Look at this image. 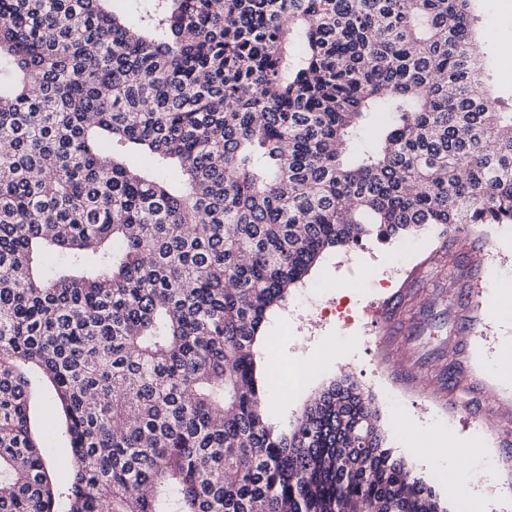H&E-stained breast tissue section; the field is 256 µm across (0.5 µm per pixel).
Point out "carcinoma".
I'll use <instances>...</instances> for the list:
<instances>
[{
	"label": "carcinoma",
	"mask_w": 512,
	"mask_h": 512,
	"mask_svg": "<svg viewBox=\"0 0 512 512\" xmlns=\"http://www.w3.org/2000/svg\"><path fill=\"white\" fill-rule=\"evenodd\" d=\"M107 2L0 0V512H448L355 382L268 422L253 345L333 248L512 224L478 0ZM30 378L31 426L41 435V444L45 455L52 463L49 472L53 482L62 483L68 477L65 461L69 455L68 442L62 429V416L57 409L51 385L37 374H32ZM52 418L55 419L56 426L51 423ZM63 460L64 464L61 465L59 462Z\"/></svg>",
	"instance_id": "cac0c4a2"
}]
</instances>
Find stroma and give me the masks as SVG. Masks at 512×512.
<instances>
[{
  "mask_svg": "<svg viewBox=\"0 0 512 512\" xmlns=\"http://www.w3.org/2000/svg\"><path fill=\"white\" fill-rule=\"evenodd\" d=\"M487 50L512 47V0H483ZM452 251L470 268L453 298L436 284V259ZM512 281V224H492L473 235L430 226L417 234L385 243L365 241L327 252L302 284L269 315L262 335L273 350L284 391L287 376L314 363L317 376L304 393L270 399L266 414L275 425L291 423L304 405L330 382L348 376L380 404V427L388 446L455 512L459 489L447 471L425 467L420 459L426 439L407 447L397 431L401 418L432 420L452 431L479 436L463 449L459 467L491 461V479L482 495L493 512H512V386H501L476 364L474 351L494 355L512 342V309L495 317L486 295L499 278ZM309 312V323L295 320ZM455 361L453 376L443 367ZM400 398L399 411L383 405L387 393ZM31 425L52 463L54 482L66 481L69 447L55 420L51 385L32 375Z\"/></svg>",
  "mask_w": 512,
  "mask_h": 512,
  "instance_id": "1",
  "label": "stroma"
}]
</instances>
